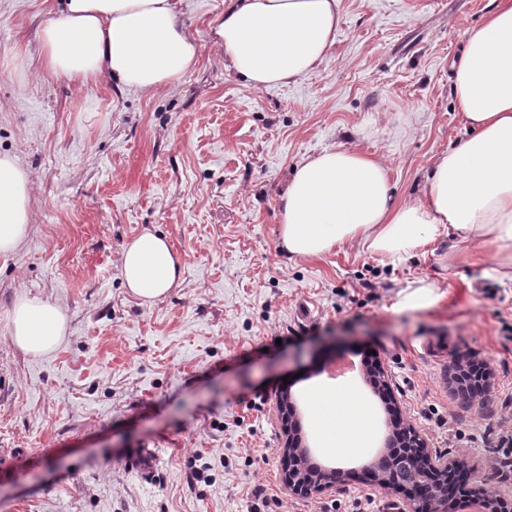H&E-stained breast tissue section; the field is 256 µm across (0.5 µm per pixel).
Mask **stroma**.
I'll use <instances>...</instances> for the list:
<instances>
[{
  "label": "stroma",
  "instance_id": "stroma-1",
  "mask_svg": "<svg viewBox=\"0 0 512 512\" xmlns=\"http://www.w3.org/2000/svg\"><path fill=\"white\" fill-rule=\"evenodd\" d=\"M227 4L178 0L198 65L144 94L47 74L38 31L57 0H0V155L34 187L27 238L0 254V512H352L368 497L372 512H404L402 494L356 479L368 449L335 457L313 423L323 368L369 352L431 452L512 500V471L490 464L512 432V282L495 255L442 237L395 264L356 243L292 258L279 237L295 169L330 145L379 157L398 202L421 196L435 156L468 136L453 63L495 0H342L327 59L261 90L225 69L212 38ZM147 229L183 263L150 305L119 269ZM432 282L435 304L398 308L406 286ZM26 295L66 313L51 354L10 341ZM464 354L492 371L472 403L453 383ZM286 386L314 458L350 478L289 489Z\"/></svg>",
  "mask_w": 512,
  "mask_h": 512
}]
</instances>
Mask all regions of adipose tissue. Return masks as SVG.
<instances>
[{
	"instance_id": "adipose-tissue-1",
	"label": "adipose tissue",
	"mask_w": 512,
	"mask_h": 512,
	"mask_svg": "<svg viewBox=\"0 0 512 512\" xmlns=\"http://www.w3.org/2000/svg\"><path fill=\"white\" fill-rule=\"evenodd\" d=\"M341 2L229 0L212 29L225 68L259 89L297 82L328 57ZM464 36L453 101L470 135L436 157L422 198L397 203L390 172L376 157L342 144L323 148L296 169L280 199L288 255H320L355 241L401 262L446 236L462 249L476 241L495 248L496 275L512 281V0H501ZM39 43L50 74L146 94L178 86L199 58L176 0H61ZM31 194L27 172L0 156V253L25 240ZM181 266L166 238L148 230L120 256L126 287L146 303L176 285ZM67 331L62 307L37 297L18 299L9 318L11 341L34 357L56 350ZM314 414L326 447H362L371 431L368 405L347 388L319 391Z\"/></svg>"
}]
</instances>
